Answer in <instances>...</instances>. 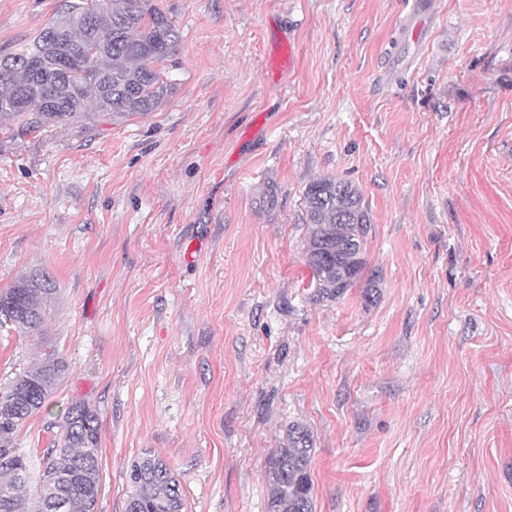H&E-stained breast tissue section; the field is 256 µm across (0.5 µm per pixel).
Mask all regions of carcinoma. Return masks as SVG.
<instances>
[{
    "instance_id": "1",
    "label": "carcinoma",
    "mask_w": 512,
    "mask_h": 512,
    "mask_svg": "<svg viewBox=\"0 0 512 512\" xmlns=\"http://www.w3.org/2000/svg\"><path fill=\"white\" fill-rule=\"evenodd\" d=\"M29 46L0 58V118L27 128L89 123L101 112L116 117L154 111L168 93L160 65L177 49L179 31L150 0H63ZM79 60L59 75L45 65L56 50ZM308 287L315 303L343 297L362 277L371 228L360 190L334 177L304 192ZM58 288L45 271H32L0 291V329L38 335ZM68 371L56 351L41 354L0 387V512H95L101 483L102 423L96 410L76 403L58 439L34 464L14 446L24 422L38 413ZM313 436L288 425L286 442L272 452L264 474L267 512H315L309 473ZM125 512H182L179 481L161 458L144 454L128 472Z\"/></svg>"
}]
</instances>
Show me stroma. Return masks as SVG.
<instances>
[{
	"label": "stroma",
	"instance_id": "stroma-1",
	"mask_svg": "<svg viewBox=\"0 0 512 512\" xmlns=\"http://www.w3.org/2000/svg\"><path fill=\"white\" fill-rule=\"evenodd\" d=\"M413 2L153 0L181 33L153 112L0 121V291L35 269L59 288L42 344L0 329V383L40 346L66 359L16 446L96 408V512H124L147 451L183 512H267L293 422L315 512H512V0H432L418 40ZM61 5L0 0V56ZM326 176L369 205L375 302L306 295Z\"/></svg>",
	"mask_w": 512,
	"mask_h": 512
}]
</instances>
